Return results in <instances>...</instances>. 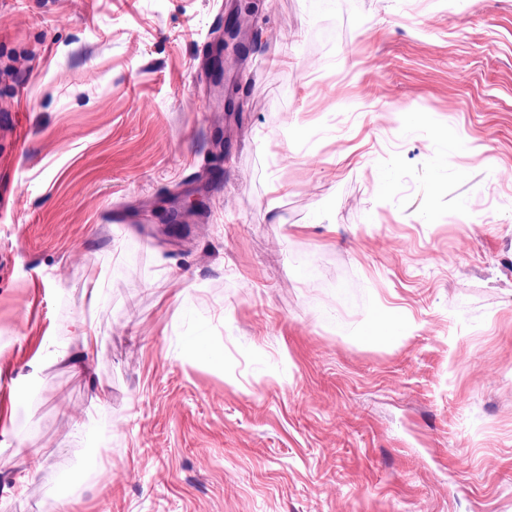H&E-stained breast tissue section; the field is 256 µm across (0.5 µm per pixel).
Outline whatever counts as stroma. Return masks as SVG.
<instances>
[{
    "instance_id": "obj_1",
    "label": "stroma",
    "mask_w": 512,
    "mask_h": 512,
    "mask_svg": "<svg viewBox=\"0 0 512 512\" xmlns=\"http://www.w3.org/2000/svg\"><path fill=\"white\" fill-rule=\"evenodd\" d=\"M66 498L512 512V0H0V512Z\"/></svg>"
}]
</instances>
